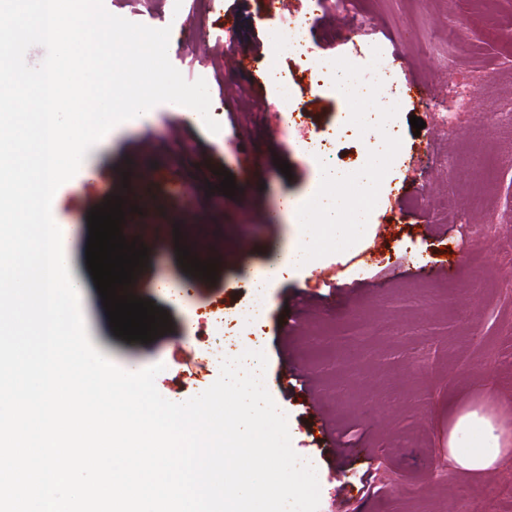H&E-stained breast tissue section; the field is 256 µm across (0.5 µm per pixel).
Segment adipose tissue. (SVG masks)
I'll list each match as a JSON object with an SVG mask.
<instances>
[{"label":"adipose tissue","instance_id":"ef3b65f1","mask_svg":"<svg viewBox=\"0 0 512 512\" xmlns=\"http://www.w3.org/2000/svg\"><path fill=\"white\" fill-rule=\"evenodd\" d=\"M397 153L396 141L387 138L368 155L362 173L320 168L318 197L312 205L290 210L294 221L291 233L274 250L272 261L247 274L249 287L266 294L293 270L312 263L323 252H341L361 243L372 230L368 222L372 181ZM448 446L463 470L485 471L512 447V435L491 418L470 410L453 421Z\"/></svg>","mask_w":512,"mask_h":512}]
</instances>
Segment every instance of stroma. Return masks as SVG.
<instances>
[{
    "label": "stroma",
    "instance_id": "obj_1",
    "mask_svg": "<svg viewBox=\"0 0 512 512\" xmlns=\"http://www.w3.org/2000/svg\"><path fill=\"white\" fill-rule=\"evenodd\" d=\"M107 11L152 28H170L168 57L186 80L205 79L218 133L203 123H172L182 106L161 103L129 127L108 133L88 153L108 183L98 204L128 199L136 167H178L189 188L185 210L149 198L137 221L147 232V256L135 267V297L166 310L168 323L153 341L114 335L86 265L89 237L79 179L56 192L70 223L72 270L85 284L91 343L116 365L160 363L155 384L173 402L186 401L218 378L225 352L260 344L266 380L293 432L292 447L319 472V512H512V452L487 472L458 470L448 453V426L477 409L512 431V268L503 246L512 241V214L503 185L512 182V141L494 130L491 115L512 105V0H350L348 15L319 13L307 34L306 57L274 54L267 39L280 18L269 0H103ZM419 33L404 39L405 29ZM403 65H392L393 54ZM257 64L238 69L239 57ZM276 57L277 79L264 74ZM343 61L354 72L390 63L392 77L377 87L369 111L393 108L378 124L335 142V163L358 170L370 143L395 129L401 148L377 183L380 203L366 250L323 254L266 298L260 321L238 325L237 310L256 293L246 273L261 265L284 235L266 223L286 199L310 200L317 172L304 141L282 135L285 109H304L308 138L339 129L350 108L313 78ZM418 82L421 99L405 93ZM473 83L467 112L447 128L439 103L449 83ZM423 119L414 133L410 116ZM307 138V139H308ZM251 156L261 176L244 174ZM288 163L282 173L280 163ZM235 194L219 190L222 172ZM421 194L397 197L404 179ZM457 209L448 212L445 194ZM426 223H418L419 215ZM215 264L209 280L183 267L178 251ZM414 260L437 268L432 277L396 275ZM162 276L182 283L192 309L169 306L155 288ZM361 328L357 356L337 359V336ZM296 367L301 385L283 381ZM376 471L368 494L362 475Z\"/></svg>",
    "mask_w": 512,
    "mask_h": 512
}]
</instances>
